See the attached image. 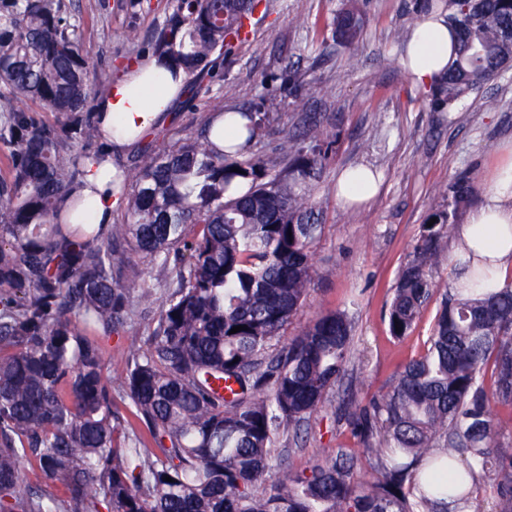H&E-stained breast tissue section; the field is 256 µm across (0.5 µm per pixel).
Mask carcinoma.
Here are the masks:
<instances>
[{"label": "carcinoma", "instance_id": "obj_1", "mask_svg": "<svg viewBox=\"0 0 512 512\" xmlns=\"http://www.w3.org/2000/svg\"><path fill=\"white\" fill-rule=\"evenodd\" d=\"M257 6L176 0L150 49L185 68L187 101L198 80H223L222 61ZM434 10L456 35L430 87L431 109L447 112L512 62V0H427L423 12ZM80 27L64 0H0L9 159L0 178V512H445L447 499L467 501L483 478L506 503L501 512H512V448L499 447L492 410L512 406V283L444 293L426 353L368 402L343 396L340 416L372 481L360 480L345 448L307 473L292 469L283 437L299 444L312 415L335 401L353 341L346 310L285 338L314 281L324 228L307 187L336 134L311 117L301 139L266 158L248 152L279 105L269 93L239 113L241 128L215 132L208 119L163 149L139 140L105 184L124 217L68 224L84 168L107 156L94 106L102 89ZM363 30L357 10L336 16L335 39L352 59ZM279 79L291 96L321 92L294 70ZM436 196L393 289L388 331L398 339L432 300L431 269L478 188L460 174ZM133 257L173 268L175 279L114 387L101 341L124 332L135 289L139 305L152 301ZM117 397L151 443L122 424ZM23 461L61 494L28 483Z\"/></svg>", "mask_w": 512, "mask_h": 512}]
</instances>
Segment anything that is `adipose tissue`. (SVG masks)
<instances>
[{"instance_id": "obj_1", "label": "adipose tissue", "mask_w": 512, "mask_h": 512, "mask_svg": "<svg viewBox=\"0 0 512 512\" xmlns=\"http://www.w3.org/2000/svg\"><path fill=\"white\" fill-rule=\"evenodd\" d=\"M452 34L443 15L431 13L412 29L402 64L412 78L428 85L452 57ZM186 78L167 64L150 59L125 66L99 99L97 110L104 130H115L110 140L115 149L129 145L135 134L157 126L176 100ZM106 166L88 168L78 190L83 224H106L116 201L105 193ZM380 190V179L369 167L356 166L341 172L336 197L345 205L370 203ZM454 257L469 261L471 269L489 271L495 287L512 279V160L494 173L489 188L457 229Z\"/></svg>"}]
</instances>
